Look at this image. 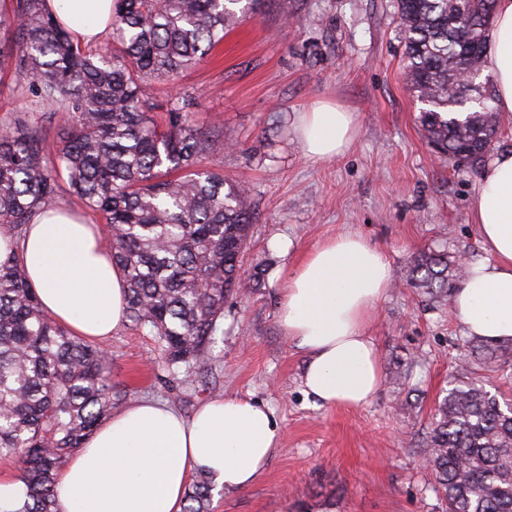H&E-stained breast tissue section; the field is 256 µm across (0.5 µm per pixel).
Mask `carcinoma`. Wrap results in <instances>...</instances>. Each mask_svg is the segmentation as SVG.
I'll list each match as a JSON object with an SVG mask.
<instances>
[{"label": "carcinoma", "instance_id": "carcinoma-1", "mask_svg": "<svg viewBox=\"0 0 512 512\" xmlns=\"http://www.w3.org/2000/svg\"><path fill=\"white\" fill-rule=\"evenodd\" d=\"M262 2L112 0L119 54L85 51L41 0H13L12 13H0V68L35 107L50 108L0 127V228L20 240L37 212L55 207L66 175L71 194L109 228L128 285L126 317L157 336L181 385L211 369L224 302L243 288L240 254L255 209L235 181L203 165L223 131L200 130L177 96L163 123L152 122L147 86L203 61ZM494 4L396 0L425 139L456 165L479 166L486 141L501 133L488 83L474 89L460 79L484 71ZM56 111L70 123L49 165L41 129ZM465 270L430 252L409 276L437 300ZM120 401L104 351L45 314L22 256L1 262L0 457L20 463L19 512H59L57 474ZM424 460L446 512H512V402L500 403L462 365L436 404ZM210 497V481L195 478L183 512H207Z\"/></svg>", "mask_w": 512, "mask_h": 512}]
</instances>
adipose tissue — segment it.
I'll use <instances>...</instances> for the list:
<instances>
[{"label": "adipose tissue", "instance_id": "ef3b65f1", "mask_svg": "<svg viewBox=\"0 0 512 512\" xmlns=\"http://www.w3.org/2000/svg\"><path fill=\"white\" fill-rule=\"evenodd\" d=\"M82 44L112 32V0H42ZM495 105L512 112V0H496L485 54ZM354 113L320 102L301 113L304 151L323 160L344 153ZM486 258L470 263L451 299L465 335L512 343V151L495 154L479 176L472 210ZM43 309L72 333L98 340L125 320L126 284L100 226L71 210L37 214L17 245ZM387 255L353 233L319 244L281 290L278 323L306 355L302 385L318 406L361 407L381 386L370 312L391 286ZM281 434L272 410L245 397L202 404L192 417L144 399L97 428L59 474V512H182L191 476L240 490L263 472Z\"/></svg>", "mask_w": 512, "mask_h": 512}]
</instances>
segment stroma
Returning <instances> with one entry per match:
<instances>
[{"mask_svg": "<svg viewBox=\"0 0 512 512\" xmlns=\"http://www.w3.org/2000/svg\"><path fill=\"white\" fill-rule=\"evenodd\" d=\"M405 65L395 0H264L200 64L151 85V116L178 93L201 129L223 127L206 164L238 181L257 212L241 264L260 280L225 306L205 379L171 384L156 337L133 322L99 343L124 403L151 398L188 417L213 398L242 396L273 410L281 439L264 471L247 488L214 493L209 512H442L423 463L441 391L466 362L512 400V367L477 358L449 302L409 282L421 252L486 253L470 209L480 173L428 146ZM320 100L355 113L358 132L345 154L316 162L295 123ZM343 232L392 264L393 286L368 324L382 385L366 406L319 408L301 385L305 355L278 326L279 295L304 257Z\"/></svg>", "mask_w": 512, "mask_h": 512, "instance_id": "35a3bbf8", "label": "stroma"}]
</instances>
